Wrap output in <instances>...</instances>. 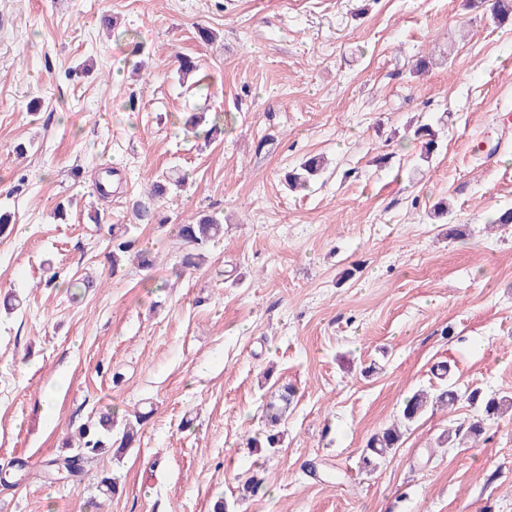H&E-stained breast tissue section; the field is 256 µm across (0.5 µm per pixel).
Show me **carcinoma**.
<instances>
[{
	"label": "carcinoma",
	"mask_w": 512,
	"mask_h": 512,
	"mask_svg": "<svg viewBox=\"0 0 512 512\" xmlns=\"http://www.w3.org/2000/svg\"><path fill=\"white\" fill-rule=\"evenodd\" d=\"M466 8L489 17L497 26L505 23H512V0H468ZM207 113H190L183 127L186 132L196 136L199 126L206 121ZM217 131L216 126H211L202 135L209 137ZM414 137L420 142L422 156L431 158L439 149L438 133L428 123H420L414 129ZM322 160L311 157L306 159L300 166L286 175L288 189L296 191L314 181L323 173ZM184 179L180 176L158 175L149 184L148 194L152 198L163 197L171 190L181 187ZM138 225L126 224L112 230V250L107 260L112 266V271H117L124 263L134 256L138 259L139 265L149 267L151 261L138 250ZM222 230V224L213 215H204L199 219L190 220L177 226V236L187 248L184 255L183 265L186 267L199 268L207 262L206 246ZM296 391L294 386L284 384L267 404L264 412V423L266 427V443L268 447L275 448L280 442L281 427L287 420V412L293 403ZM461 396L452 389L441 390L437 395L430 397L424 393L418 394L405 402L402 410V420L409 425L416 421L430 404L442 406L452 405L459 401ZM484 409L487 415L495 416L503 414L512 409V397L503 395L484 400ZM146 415L137 413L134 420H127L121 427H116L114 413L104 411L100 413L96 422L87 424L79 430L77 442L71 447V452L65 456H58L50 459L44 464V474H53L55 469L51 465L57 464L64 469L71 470L74 478H82L85 468L112 452V449L124 450L132 447L137 440L138 429ZM401 445V432L398 428H386L374 434L368 441L367 447L363 450L361 467L365 471H373L377 468L379 461L385 458L392 449ZM265 478L261 473L256 472L249 477L241 486L240 495L244 498L254 496L264 489Z\"/></svg>",
	"instance_id": "obj_1"
}]
</instances>
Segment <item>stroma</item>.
<instances>
[{
  "mask_svg": "<svg viewBox=\"0 0 512 512\" xmlns=\"http://www.w3.org/2000/svg\"><path fill=\"white\" fill-rule=\"evenodd\" d=\"M182 56L227 117L208 140L178 124ZM508 110L512 29L465 0H0V290L24 300L0 312V469L29 465L0 512H512L511 412L474 437L480 408L428 411L359 469L417 390L512 395ZM424 122L443 140L426 161ZM310 155L326 174L289 192ZM173 167L184 187L139 230L153 268L113 272V225ZM200 212L224 233L185 272L176 226ZM285 381L270 450L261 409ZM109 407L148 413L139 445L43 478ZM103 469L121 492L97 509ZM257 471L264 491L238 498ZM401 445V432L398 428H386L374 434L363 450L361 467L365 471H374L379 461L385 458L393 448Z\"/></svg>",
  "mask_w": 512,
  "mask_h": 512,
  "instance_id": "stroma-1",
  "label": "stroma"
}]
</instances>
